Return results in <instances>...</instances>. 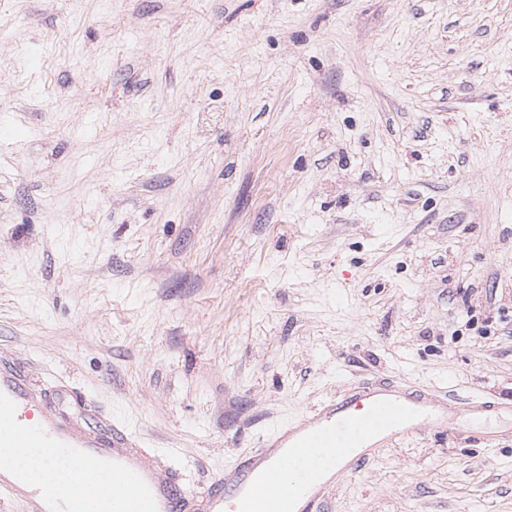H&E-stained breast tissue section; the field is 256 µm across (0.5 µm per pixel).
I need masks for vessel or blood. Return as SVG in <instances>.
<instances>
[{"label": "vessel or blood", "instance_id": "1", "mask_svg": "<svg viewBox=\"0 0 512 512\" xmlns=\"http://www.w3.org/2000/svg\"><path fill=\"white\" fill-rule=\"evenodd\" d=\"M82 405L86 426L72 422L69 402ZM460 405L445 398L398 392L389 384L361 383L323 402L293 423L271 430L261 448L243 456L224 474L187 486L162 474L138 440L122 425L103 419L95 404L58 381L38 393L13 360L0 359V496L24 503L27 512H73L88 495L110 493L117 512H321L320 452L349 448L347 466L367 458L362 447L374 436L399 443L444 422ZM35 454L44 462L66 459L71 479L35 490L21 485L15 458ZM295 462L298 486L282 480V466Z\"/></svg>", "mask_w": 512, "mask_h": 512}]
</instances>
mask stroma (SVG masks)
Instances as JSON below:
<instances>
[{
	"mask_svg": "<svg viewBox=\"0 0 512 512\" xmlns=\"http://www.w3.org/2000/svg\"><path fill=\"white\" fill-rule=\"evenodd\" d=\"M183 483L363 382L493 400L326 512H512V0H0V357Z\"/></svg>",
	"mask_w": 512,
	"mask_h": 512,
	"instance_id": "obj_1",
	"label": "stroma"
}]
</instances>
